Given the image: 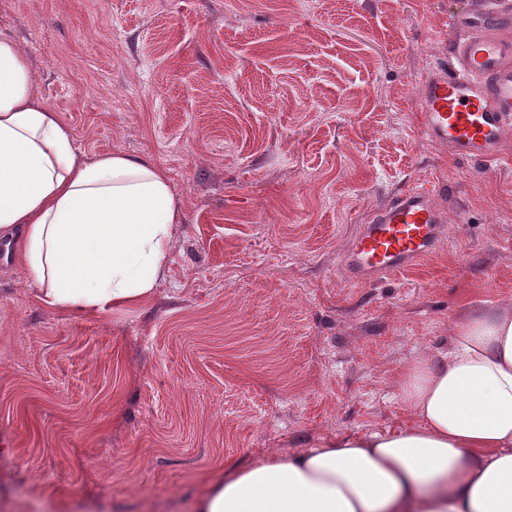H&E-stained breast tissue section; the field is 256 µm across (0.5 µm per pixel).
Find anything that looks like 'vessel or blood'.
<instances>
[{
  "mask_svg": "<svg viewBox=\"0 0 512 512\" xmlns=\"http://www.w3.org/2000/svg\"><path fill=\"white\" fill-rule=\"evenodd\" d=\"M447 63L424 77L419 107L427 140L457 158L494 164L512 136V0H477L452 20ZM435 187L405 188L373 212L342 265L351 282L376 280L432 253L447 217Z\"/></svg>",
  "mask_w": 512,
  "mask_h": 512,
  "instance_id": "1",
  "label": "vessel or blood"
}]
</instances>
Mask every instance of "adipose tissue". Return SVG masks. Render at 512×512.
<instances>
[{
	"label": "adipose tissue",
	"instance_id": "obj_1",
	"mask_svg": "<svg viewBox=\"0 0 512 512\" xmlns=\"http://www.w3.org/2000/svg\"><path fill=\"white\" fill-rule=\"evenodd\" d=\"M182 221L150 158L79 153L19 44L0 36V237L40 301L88 317L143 303ZM451 343L405 370L407 425L226 467L195 512H512V311L469 314Z\"/></svg>",
	"mask_w": 512,
	"mask_h": 512
}]
</instances>
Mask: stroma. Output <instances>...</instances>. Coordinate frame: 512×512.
<instances>
[{"instance_id": "obj_1", "label": "stroma", "mask_w": 512, "mask_h": 512, "mask_svg": "<svg viewBox=\"0 0 512 512\" xmlns=\"http://www.w3.org/2000/svg\"><path fill=\"white\" fill-rule=\"evenodd\" d=\"M470 0H0L79 152L144 154L185 210L155 295L89 318L0 260V512H193L206 477L409 421L405 369L512 310V140L486 167L417 93ZM440 187L426 259L339 263L401 188Z\"/></svg>"}]
</instances>
